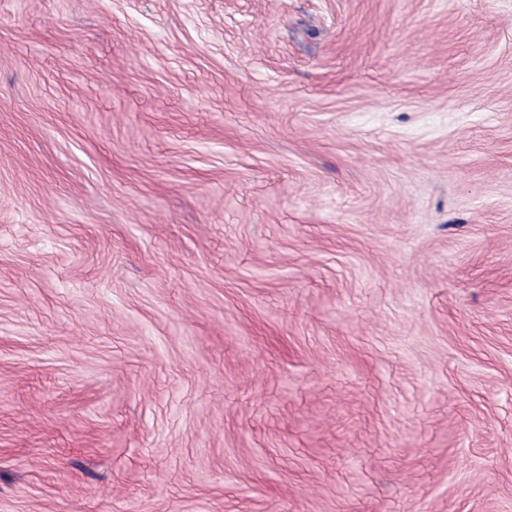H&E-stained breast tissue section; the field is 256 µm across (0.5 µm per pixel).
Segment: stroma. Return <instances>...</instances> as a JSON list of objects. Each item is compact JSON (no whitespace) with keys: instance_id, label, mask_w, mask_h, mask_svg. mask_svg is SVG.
<instances>
[{"instance_id":"1","label":"stroma","mask_w":512,"mask_h":512,"mask_svg":"<svg viewBox=\"0 0 512 512\" xmlns=\"http://www.w3.org/2000/svg\"><path fill=\"white\" fill-rule=\"evenodd\" d=\"M0 512H512V0H0Z\"/></svg>"}]
</instances>
